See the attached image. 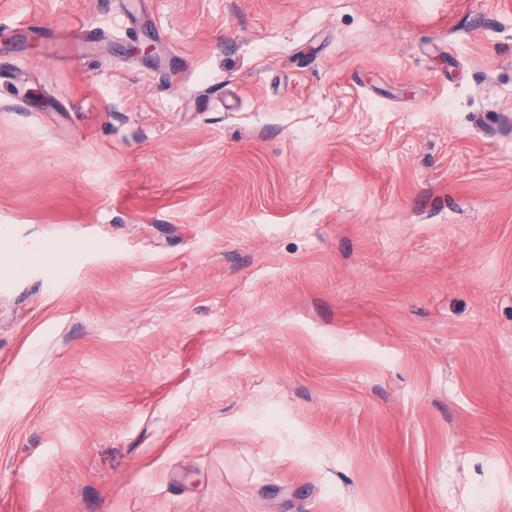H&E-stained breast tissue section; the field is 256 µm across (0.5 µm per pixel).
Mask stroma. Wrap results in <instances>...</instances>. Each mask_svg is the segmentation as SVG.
<instances>
[{"instance_id": "stroma-1", "label": "stroma", "mask_w": 512, "mask_h": 512, "mask_svg": "<svg viewBox=\"0 0 512 512\" xmlns=\"http://www.w3.org/2000/svg\"><path fill=\"white\" fill-rule=\"evenodd\" d=\"M0 20V512H512V0Z\"/></svg>"}]
</instances>
